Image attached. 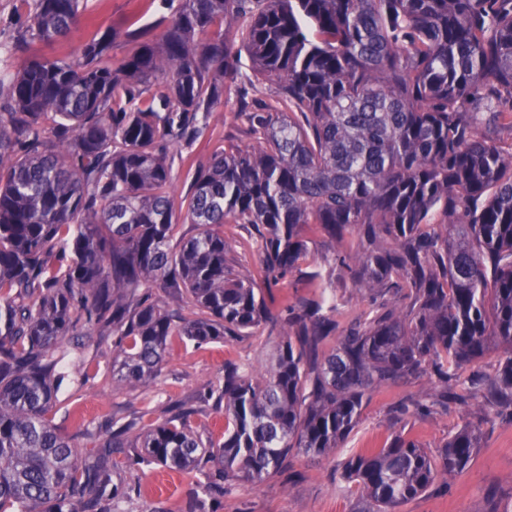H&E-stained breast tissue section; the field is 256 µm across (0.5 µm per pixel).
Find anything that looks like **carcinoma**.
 Masks as SVG:
<instances>
[{
	"mask_svg": "<svg viewBox=\"0 0 512 512\" xmlns=\"http://www.w3.org/2000/svg\"><path fill=\"white\" fill-rule=\"evenodd\" d=\"M21 39L53 44L87 0H20ZM234 29L277 105L245 116L250 150L197 172L179 250L161 144L186 135L234 80ZM157 86L143 97L140 85ZM0 106V512H120L112 456L142 448L168 470L212 459L214 479L255 489L288 455L322 457L353 431L363 399L430 371L512 407V0H179L159 41L117 68L112 34L80 58L35 57ZM442 220L432 222L434 213ZM260 224L268 276L307 254L305 228L356 234L357 284L403 293L339 329L322 296L279 318L284 340L256 376L224 369V442L185 416L83 452L46 417L79 320L118 337L112 378L148 385L168 342L246 336L270 317L263 288L233 269L216 228ZM183 290L204 316L175 322L142 289ZM331 349H326L330 340ZM507 346L490 380L460 369ZM475 426L437 455L394 437L345 462L367 512H397L442 475L466 470Z\"/></svg>",
	"mask_w": 512,
	"mask_h": 512,
	"instance_id": "carcinoma-1",
	"label": "carcinoma"
}]
</instances>
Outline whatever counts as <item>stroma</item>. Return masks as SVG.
<instances>
[{
  "label": "stroma",
  "mask_w": 512,
  "mask_h": 512,
  "mask_svg": "<svg viewBox=\"0 0 512 512\" xmlns=\"http://www.w3.org/2000/svg\"><path fill=\"white\" fill-rule=\"evenodd\" d=\"M16 6V0H0V79L5 81L35 55L77 59L86 33L94 28L112 32V64L120 66L137 48L132 31L142 28L150 38H159L175 4L173 0H91L77 30L50 46L20 41ZM238 52L237 80L209 113L199 114L198 137L174 143L167 150L175 206L186 205L197 169L207 166L214 154L256 146L243 108L255 109L277 98L276 83L254 70L246 47H239ZM305 237L308 254L298 269L265 293L271 320L260 323L250 335L227 341L198 345L172 337L161 371L149 386L113 381L111 337L100 336L93 328L75 332L71 343L89 344V354L83 366H67L68 380L57 394L49 419L63 434L75 437L80 447L90 448L125 424H134L140 433L185 411L203 441L223 442L215 422L224 416L218 395L224 385L225 364L263 370L282 339L276 315L283 306L298 305L314 292L315 275L329 281L325 298L336 305L340 324L369 313L380 303L351 279L350 268L358 250L356 236H346L338 243L310 226ZM224 240L236 270L261 275V227L225 225ZM435 392L434 384L424 376L369 392L357 426L335 453L317 460L291 456L286 472L253 490L241 488L226 494L216 489L203 494L198 487L206 483V471L183 473L147 462L122 463L126 495L120 507L122 512H363L362 493L343 470L350 455L381 447L398 435L413 438L435 454L455 431L476 423L481 435L471 465L439 480L400 506L399 512H512V417L498 413L481 398L436 403L432 400ZM416 401L430 404V411L402 412V405Z\"/></svg>",
  "instance_id": "1"
}]
</instances>
